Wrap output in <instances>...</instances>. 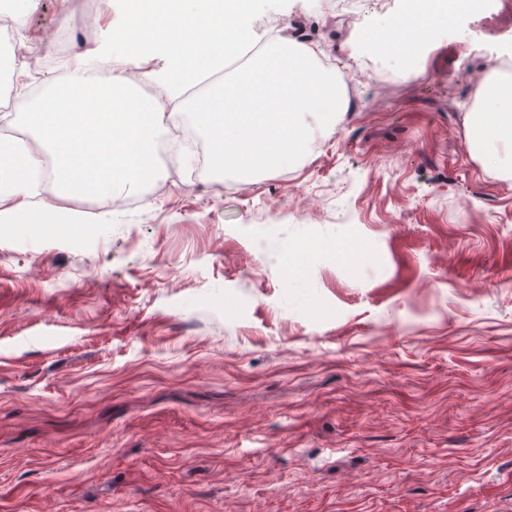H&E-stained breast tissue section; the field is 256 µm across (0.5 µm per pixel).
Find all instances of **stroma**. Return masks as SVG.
Instances as JSON below:
<instances>
[{
	"label": "stroma",
	"mask_w": 512,
	"mask_h": 512,
	"mask_svg": "<svg viewBox=\"0 0 512 512\" xmlns=\"http://www.w3.org/2000/svg\"><path fill=\"white\" fill-rule=\"evenodd\" d=\"M318 2L282 22L353 87L311 159L0 222V512H512V180L464 133L512 6L384 99Z\"/></svg>",
	"instance_id": "obj_1"
}]
</instances>
